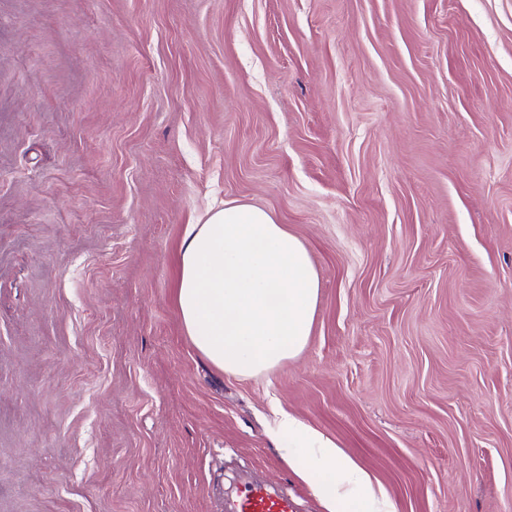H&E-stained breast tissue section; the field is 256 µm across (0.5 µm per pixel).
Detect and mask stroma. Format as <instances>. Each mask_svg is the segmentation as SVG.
Wrapping results in <instances>:
<instances>
[{"mask_svg": "<svg viewBox=\"0 0 512 512\" xmlns=\"http://www.w3.org/2000/svg\"><path fill=\"white\" fill-rule=\"evenodd\" d=\"M229 200L320 281L253 377L175 304ZM281 411L392 512H512V0H0V512H324ZM225 512H297L295 501L286 493L271 489L265 483L254 481L238 494Z\"/></svg>", "mask_w": 512, "mask_h": 512, "instance_id": "stroma-1", "label": "stroma"}]
</instances>
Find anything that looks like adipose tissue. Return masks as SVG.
Wrapping results in <instances>:
<instances>
[{
  "label": "adipose tissue",
  "instance_id": "1",
  "mask_svg": "<svg viewBox=\"0 0 512 512\" xmlns=\"http://www.w3.org/2000/svg\"><path fill=\"white\" fill-rule=\"evenodd\" d=\"M318 295L306 246L260 207L227 202L185 234L177 307L198 352L227 373H266L298 356ZM271 436L325 512H390L372 476L317 430L284 414Z\"/></svg>",
  "mask_w": 512,
  "mask_h": 512
}]
</instances>
